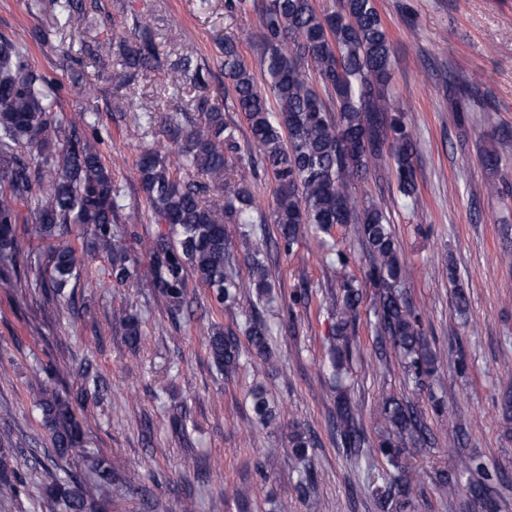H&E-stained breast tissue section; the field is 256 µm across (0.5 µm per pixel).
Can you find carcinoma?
I'll use <instances>...</instances> for the list:
<instances>
[{"instance_id":"obj_1","label":"carcinoma","mask_w":512,"mask_h":512,"mask_svg":"<svg viewBox=\"0 0 512 512\" xmlns=\"http://www.w3.org/2000/svg\"><path fill=\"white\" fill-rule=\"evenodd\" d=\"M226 5L259 14L262 80L245 63L237 37L226 35L223 43L224 80L246 122L250 145H242L236 125L226 121L224 103L211 94L204 68L189 57L176 63L182 84L194 92L198 121L178 111L162 118V133L174 146L179 168L151 148L136 162L152 218L172 230V236L161 235L146 245V267L120 250L112 235L127 203L104 163L93 113L83 111L76 121L58 116L50 81L34 74L24 42L0 37V275H18L14 224L24 202L31 205V235L57 241L43 271L48 295L63 296L80 276L79 257L63 236L70 224L86 225L92 227L97 248L112 255L113 284L145 281L174 314L183 309L191 279L208 288L220 309L239 299L243 284L231 271L236 251L249 268L257 299L268 294L269 271L259 250L245 233L234 244L228 224L271 222L290 253L306 225L327 231L336 224H355L368 257L365 280L375 288L377 332L417 378L433 374L436 356L404 292L406 270L390 218L382 207L359 201L349 188L350 180L368 175L388 156L399 193L413 200L417 195V146L390 95L393 49L375 0H334L326 8L316 7L314 0H226ZM119 46L112 75L118 87L131 71L156 68L163 55L151 29L137 19ZM324 91L330 100L323 98ZM55 151L59 160L53 171L31 180L30 168L42 170ZM260 173L275 185L268 215L253 191ZM332 263L341 278V296L332 301L338 344L331 349L340 371L360 349L354 331L363 292L344 278L345 252H336ZM122 321L128 344L139 346L138 318L125 310ZM245 336L251 352L267 359L271 329L261 316L253 315ZM204 345L224 372L239 368L240 342L232 330L212 324ZM250 397L257 422L278 428L265 390L255 386ZM33 406L51 433V462H76L64 475L37 485L38 498L59 512H101L112 501L118 478L114 463L85 447L72 403L42 381L33 387ZM335 411L341 445L356 456L380 455L397 467L402 455L429 442V429L415 405L396 395L379 403L377 421L385 435L376 441L366 435L347 394L336 395ZM310 442L298 427L288 434L289 448L300 458ZM86 477L96 486L94 497L81 491ZM491 480L481 459L461 456L455 471L437 474L436 484L442 494L464 495L490 512ZM413 485L409 476L390 485L377 498L379 512H408ZM27 491L15 452L0 448V497Z\"/></svg>"}]
</instances>
